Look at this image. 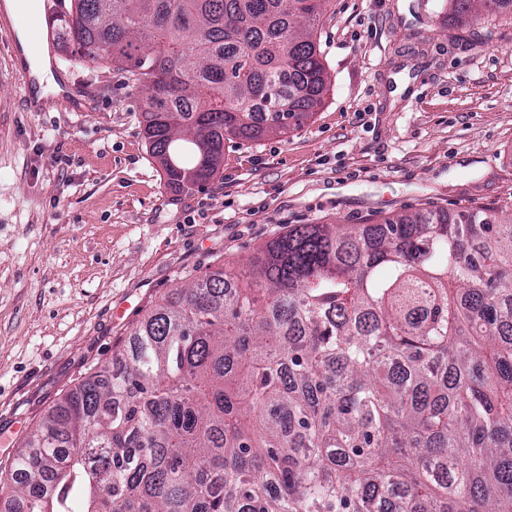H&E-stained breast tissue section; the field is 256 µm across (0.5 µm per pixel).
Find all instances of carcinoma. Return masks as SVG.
<instances>
[{"mask_svg":"<svg viewBox=\"0 0 512 512\" xmlns=\"http://www.w3.org/2000/svg\"><path fill=\"white\" fill-rule=\"evenodd\" d=\"M323 0H74L70 64L148 90L167 183L224 139L299 127L328 75ZM450 0L448 18L472 4ZM14 512H512V210L291 224L249 279L153 306L20 445Z\"/></svg>","mask_w":512,"mask_h":512,"instance_id":"carcinoma-1","label":"carcinoma"}]
</instances>
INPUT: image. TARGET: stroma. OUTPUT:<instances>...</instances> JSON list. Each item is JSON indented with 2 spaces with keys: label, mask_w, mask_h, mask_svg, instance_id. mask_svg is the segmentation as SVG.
<instances>
[{
  "label": "stroma",
  "mask_w": 512,
  "mask_h": 512,
  "mask_svg": "<svg viewBox=\"0 0 512 512\" xmlns=\"http://www.w3.org/2000/svg\"><path fill=\"white\" fill-rule=\"evenodd\" d=\"M316 34L322 106L288 133L225 139L190 188L144 138V87L87 63L60 72L50 111H25L0 36V471L146 311L289 225L512 204V7L460 26L446 0H325ZM405 58L424 70L410 96L388 81Z\"/></svg>",
  "instance_id": "35a3bbf8"
}]
</instances>
